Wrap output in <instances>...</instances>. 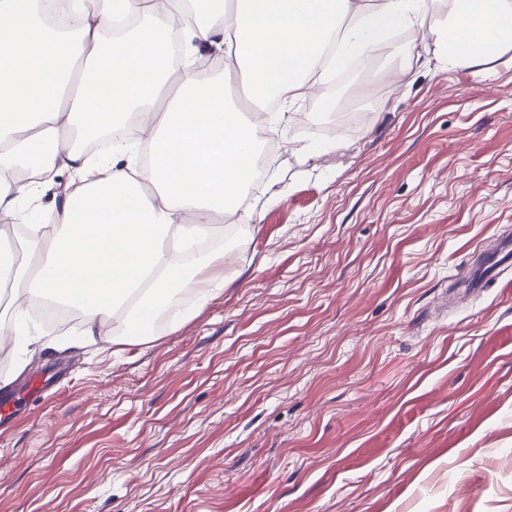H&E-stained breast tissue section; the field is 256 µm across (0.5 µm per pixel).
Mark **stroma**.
I'll use <instances>...</instances> for the list:
<instances>
[{
  "instance_id": "35a3bbf8",
  "label": "stroma",
  "mask_w": 512,
  "mask_h": 512,
  "mask_svg": "<svg viewBox=\"0 0 512 512\" xmlns=\"http://www.w3.org/2000/svg\"><path fill=\"white\" fill-rule=\"evenodd\" d=\"M419 60L399 75L402 53ZM474 79L424 33L335 85L227 224L241 276L134 345L0 348V512H512V48ZM327 139L335 151L306 153ZM511 257V238L501 240L493 251H479L477 270L482 276L473 282L472 288H488L511 262Z\"/></svg>"
}]
</instances>
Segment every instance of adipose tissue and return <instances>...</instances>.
Wrapping results in <instances>:
<instances>
[{"instance_id":"1","label":"adipose tissue","mask_w":512,"mask_h":512,"mask_svg":"<svg viewBox=\"0 0 512 512\" xmlns=\"http://www.w3.org/2000/svg\"><path fill=\"white\" fill-rule=\"evenodd\" d=\"M80 18L48 25V0H0V239L37 214L54 175L72 180L18 260L0 249V320L30 337L24 300L76 312L78 349L153 335L176 294L191 315L241 271L217 218L242 199L258 128L290 141L298 102L390 34L424 25L432 0H65ZM429 28L450 66L490 76L512 46V0H446ZM223 63L201 71L197 52Z\"/></svg>"}]
</instances>
